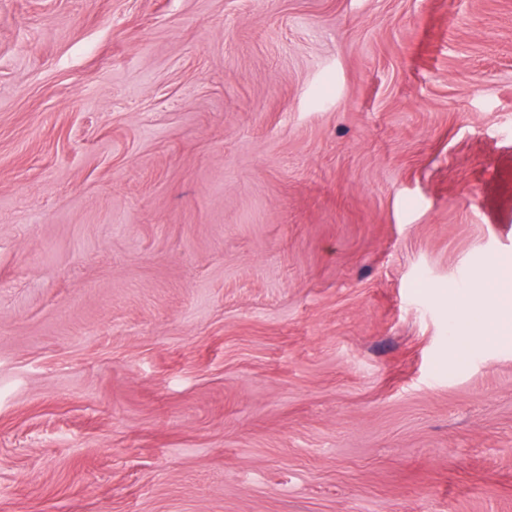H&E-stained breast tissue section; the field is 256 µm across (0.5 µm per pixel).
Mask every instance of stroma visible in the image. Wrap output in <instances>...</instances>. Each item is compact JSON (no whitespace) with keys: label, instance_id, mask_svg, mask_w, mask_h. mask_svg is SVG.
I'll use <instances>...</instances> for the list:
<instances>
[{"label":"stroma","instance_id":"stroma-1","mask_svg":"<svg viewBox=\"0 0 512 512\" xmlns=\"http://www.w3.org/2000/svg\"><path fill=\"white\" fill-rule=\"evenodd\" d=\"M502 263L512 0H0V512H512ZM499 288H494L495 298L499 309L512 315V268L497 267L492 277Z\"/></svg>","mask_w":512,"mask_h":512}]
</instances>
